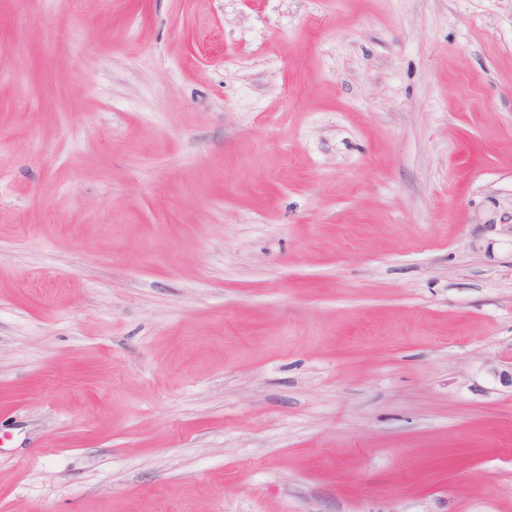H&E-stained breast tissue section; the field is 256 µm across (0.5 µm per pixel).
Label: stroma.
<instances>
[{
	"label": "stroma",
	"mask_w": 512,
	"mask_h": 512,
	"mask_svg": "<svg viewBox=\"0 0 512 512\" xmlns=\"http://www.w3.org/2000/svg\"><path fill=\"white\" fill-rule=\"evenodd\" d=\"M512 0H0V512H512Z\"/></svg>",
	"instance_id": "obj_1"
}]
</instances>
